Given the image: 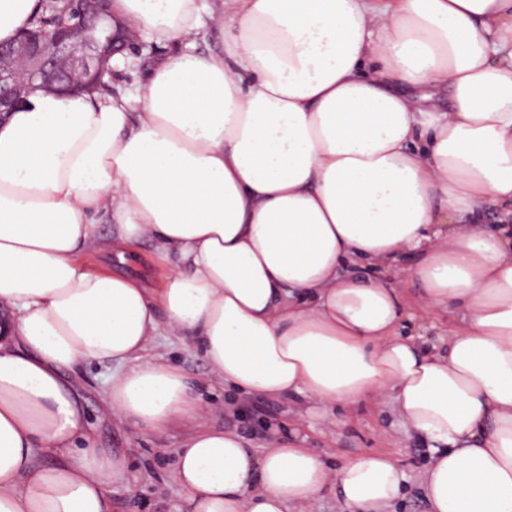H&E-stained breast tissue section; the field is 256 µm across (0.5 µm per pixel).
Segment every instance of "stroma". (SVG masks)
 I'll use <instances>...</instances> for the list:
<instances>
[{
    "label": "stroma",
    "instance_id": "obj_1",
    "mask_svg": "<svg viewBox=\"0 0 512 512\" xmlns=\"http://www.w3.org/2000/svg\"><path fill=\"white\" fill-rule=\"evenodd\" d=\"M171 43L147 40L136 53L132 64L114 67L110 82L113 93H128L142 83L152 62L169 54ZM157 351L165 360L182 369L200 385L203 400L215 420L246 434H259L265 422L277 420L301 422L308 436V445L321 453L332 465L362 451L391 454L408 472L410 481L394 512H426L422 498L421 477L429 461V450L413 434L397 424L387 410L362 407L353 411H338L336 423L313 418H300L294 406L255 397L238 400V416L224 413V385L214 377L202 353L176 336H162ZM112 367L106 363L79 366L73 371L81 384V394L88 413L89 430L98 447L125 449L143 479L134 490L116 486L112 489V512H177L184 496L183 489L173 479L176 452L190 433L189 423L178 421L164 432L144 437L134 429L102 420L101 410Z\"/></svg>",
    "mask_w": 512,
    "mask_h": 512
}]
</instances>
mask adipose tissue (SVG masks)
Segmentation results:
<instances>
[{
	"mask_svg": "<svg viewBox=\"0 0 512 512\" xmlns=\"http://www.w3.org/2000/svg\"><path fill=\"white\" fill-rule=\"evenodd\" d=\"M111 9L177 51L134 92L37 91L0 123V512H112L137 485L64 375L91 362L115 367L107 419L191 424L181 512H389L397 459L332 467L289 424L256 452L164 333L239 395L391 407L429 444L428 512H512V228L481 221L512 216V0H218L208 55L197 0ZM145 242L157 290L84 261ZM405 254L412 297L390 283ZM454 310L431 346L403 331ZM213 2L212 0L198 1L201 7V25L198 29L195 47L189 48L190 52L207 53L208 51H218L223 45L222 36L213 27L212 21L208 15V8Z\"/></svg>",
	"mask_w": 512,
	"mask_h": 512,
	"instance_id": "1",
	"label": "adipose tissue"
}]
</instances>
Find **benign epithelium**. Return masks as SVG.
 <instances>
[{
    "mask_svg": "<svg viewBox=\"0 0 512 512\" xmlns=\"http://www.w3.org/2000/svg\"><path fill=\"white\" fill-rule=\"evenodd\" d=\"M71 13L58 22L48 42L29 30L0 43V121L37 90L65 96L99 86L116 41L130 25L110 11L111 0H71Z\"/></svg>",
    "mask_w": 512,
    "mask_h": 512,
    "instance_id": "7a95c632",
    "label": "benign epithelium"
}]
</instances>
